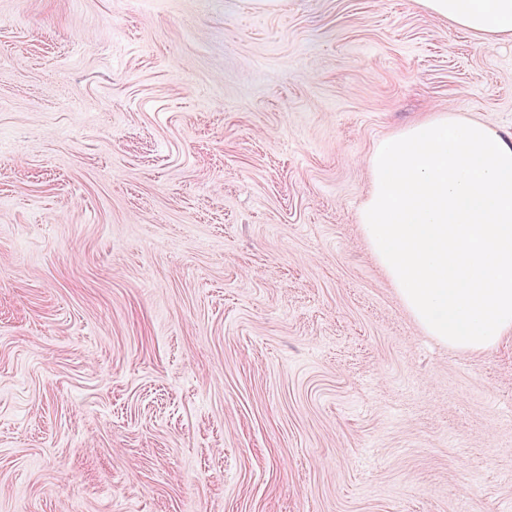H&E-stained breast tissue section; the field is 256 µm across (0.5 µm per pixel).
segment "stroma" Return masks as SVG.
I'll return each instance as SVG.
<instances>
[{
    "label": "stroma",
    "mask_w": 512,
    "mask_h": 512,
    "mask_svg": "<svg viewBox=\"0 0 512 512\" xmlns=\"http://www.w3.org/2000/svg\"><path fill=\"white\" fill-rule=\"evenodd\" d=\"M512 134L419 0H0V512H504L512 337L426 336L381 139Z\"/></svg>",
    "instance_id": "stroma-1"
}]
</instances>
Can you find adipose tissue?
<instances>
[{
    "mask_svg": "<svg viewBox=\"0 0 512 512\" xmlns=\"http://www.w3.org/2000/svg\"><path fill=\"white\" fill-rule=\"evenodd\" d=\"M433 15L484 39H512V0H422Z\"/></svg>",
    "mask_w": 512,
    "mask_h": 512,
    "instance_id": "obj_1",
    "label": "adipose tissue"
}]
</instances>
